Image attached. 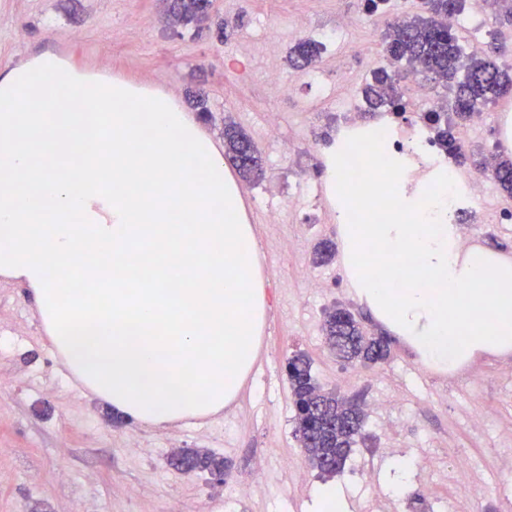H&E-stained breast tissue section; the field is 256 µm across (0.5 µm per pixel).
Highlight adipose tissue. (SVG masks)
Here are the masks:
<instances>
[{"label": "adipose tissue", "instance_id": "ef3b65f1", "mask_svg": "<svg viewBox=\"0 0 512 512\" xmlns=\"http://www.w3.org/2000/svg\"><path fill=\"white\" fill-rule=\"evenodd\" d=\"M378 198L371 184L345 194L362 220L342 229L344 271L374 317L438 370L512 352V261L463 246L457 224L431 223L407 189L381 220Z\"/></svg>", "mask_w": 512, "mask_h": 512}]
</instances>
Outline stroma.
Listing matches in <instances>:
<instances>
[{
	"label": "stroma",
	"instance_id": "35a3bbf8",
	"mask_svg": "<svg viewBox=\"0 0 512 512\" xmlns=\"http://www.w3.org/2000/svg\"><path fill=\"white\" fill-rule=\"evenodd\" d=\"M168 0H0V70L66 41L72 67L93 61L156 92L184 98L187 89H203L205 109L186 107L189 119L216 147L224 145V126L234 123L254 139L265 160L262 178L239 180L242 217L259 243L257 276L265 308L256 358L233 413L180 421L160 429L146 424L113 423L110 407L88 391L65 367L37 315L29 288L0 278V512H77L93 503L97 512H312L325 479L306 460L295 434L293 397L284 372L288 358L301 354L326 390L372 409L341 476L347 512H370L382 495L394 512H512V476L501 470L512 458V378L501 368L508 355L481 356L456 371L440 373L419 362L398 338L390 340L384 362L364 368L331 353L321 331L330 308H348L368 332L383 333L349 282L342 261L317 267L337 287L312 293L295 275L311 264L314 245L328 238L341 242L331 217L332 197L321 207L297 197L293 210L277 225L263 222L255 199L269 181L296 190L312 166L309 146L321 135H335L345 119L339 102L360 98L374 69L382 65V34L363 14L361 0H211L201 25H173ZM357 20L343 39L367 49V56L335 53L350 75L329 96L301 84L300 103L277 99L263 73L237 58L239 44L260 57L278 47L284 61L281 78L296 81L298 72L285 58L298 41V26H335L343 14ZM240 19L226 41L215 38L218 23ZM457 33L469 43L481 33L480 49L498 63L512 66V27H500L491 9L459 14ZM277 110L290 152L263 138L265 113ZM507 115L499 103L484 112L481 127H456L466 151L490 155L502 144ZM462 225L463 237L512 258V227L481 221L476 204ZM486 420L474 426L471 414ZM224 456L223 481L208 474L187 475L169 464L172 442ZM466 459L479 490L463 493L448 473ZM412 461L406 489L391 491L383 480L387 467Z\"/></svg>",
	"mask_w": 512,
	"mask_h": 512
}]
</instances>
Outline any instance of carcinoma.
<instances>
[{
	"label": "carcinoma",
	"mask_w": 512,
	"mask_h": 512,
	"mask_svg": "<svg viewBox=\"0 0 512 512\" xmlns=\"http://www.w3.org/2000/svg\"><path fill=\"white\" fill-rule=\"evenodd\" d=\"M170 17L175 22H203L208 18V0H171ZM463 0H422L421 13L389 26L382 37L385 64L372 72L362 90L368 110L387 107L399 115L405 111L397 83L398 67L418 63L421 72L448 88L457 119L467 121L499 99L512 94V68L496 61L467 54L448 18L458 14ZM323 46L301 39L291 51L290 61L298 69L319 61ZM445 110H432L423 116L435 131V140L449 158L467 160L453 124L444 120ZM224 155L245 178L262 172V159L253 140L234 124L224 125ZM493 179L502 193L512 197V156L496 154L476 162ZM334 244L319 242L314 249L316 265L329 263ZM325 343L345 361L374 364L388 356L383 337L368 336L359 321L345 308L328 312L322 324ZM296 412V434L310 465L328 478L343 472L345 462L364 428L367 413L353 401L324 390L312 375L307 358L295 355L286 365ZM171 465L187 473L192 470L222 469L224 458L204 449H186L171 458Z\"/></svg>",
	"instance_id": "1"
}]
</instances>
